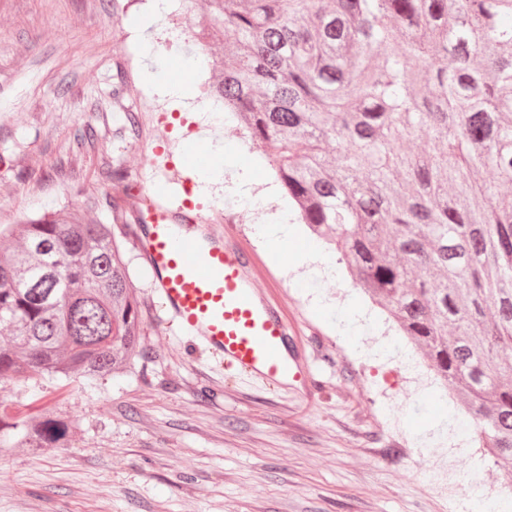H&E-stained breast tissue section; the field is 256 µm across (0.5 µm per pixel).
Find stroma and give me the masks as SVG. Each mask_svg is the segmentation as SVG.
Returning <instances> with one entry per match:
<instances>
[{"label":"stroma","instance_id":"35a3bbf8","mask_svg":"<svg viewBox=\"0 0 512 512\" xmlns=\"http://www.w3.org/2000/svg\"><path fill=\"white\" fill-rule=\"evenodd\" d=\"M204 0H0V226L112 200L138 209L171 190L228 244L246 247L254 285L297 329L315 383L270 391L216 365L167 328L134 232L122 239L144 331L135 365L90 382L0 385L8 414L75 421L68 447L0 458V512H472L512 494L489 448L464 434L435 372L331 264L272 255L255 227L279 223L269 167L250 168L238 125L215 123L203 76L175 99L147 80L176 78L168 52L220 58L190 29ZM140 118L131 127L128 114ZM91 126L93 136L75 133ZM214 144L221 177L197 181L192 144Z\"/></svg>","mask_w":512,"mask_h":512}]
</instances>
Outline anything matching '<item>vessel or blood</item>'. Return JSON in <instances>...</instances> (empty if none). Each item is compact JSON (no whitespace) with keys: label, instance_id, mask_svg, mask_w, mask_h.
Wrapping results in <instances>:
<instances>
[{"label":"vessel or blood","instance_id":"vessel-or-blood-1","mask_svg":"<svg viewBox=\"0 0 512 512\" xmlns=\"http://www.w3.org/2000/svg\"><path fill=\"white\" fill-rule=\"evenodd\" d=\"M135 228L143 259L171 325L213 360L266 385L304 383L308 374L288 351L293 329L278 303L246 274L255 263L204 224L147 199Z\"/></svg>","mask_w":512,"mask_h":512}]
</instances>
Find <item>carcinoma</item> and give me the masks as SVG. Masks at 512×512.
Instances as JSON below:
<instances>
[{
	"instance_id": "carcinoma-1",
	"label": "carcinoma",
	"mask_w": 512,
	"mask_h": 512,
	"mask_svg": "<svg viewBox=\"0 0 512 512\" xmlns=\"http://www.w3.org/2000/svg\"><path fill=\"white\" fill-rule=\"evenodd\" d=\"M216 80L318 243L458 388L512 476V0H207ZM427 136L426 147L407 143ZM60 211L0 228V383L133 364L143 330L114 227ZM72 423L0 418V452Z\"/></svg>"
}]
</instances>
